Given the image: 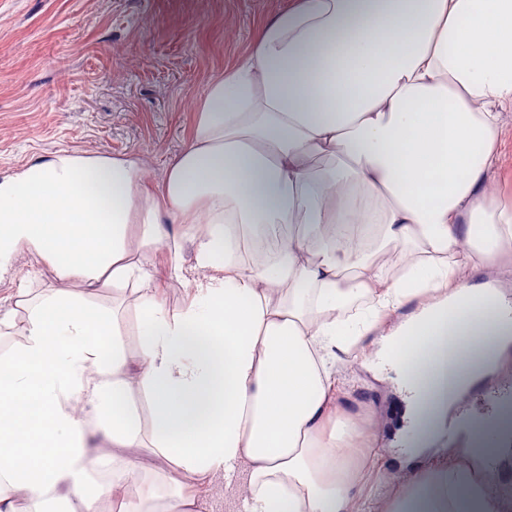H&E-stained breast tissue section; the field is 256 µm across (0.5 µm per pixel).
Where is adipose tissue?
Wrapping results in <instances>:
<instances>
[{
	"instance_id": "1",
	"label": "adipose tissue",
	"mask_w": 512,
	"mask_h": 512,
	"mask_svg": "<svg viewBox=\"0 0 512 512\" xmlns=\"http://www.w3.org/2000/svg\"><path fill=\"white\" fill-rule=\"evenodd\" d=\"M509 111L512 0H293L206 86L161 198L134 156L62 150L0 177V276L23 251L75 282H137L141 338L134 367L115 311L78 291L0 316L21 338L0 355V512L16 490L33 512H105L109 495L124 512H191L200 475L223 477L236 512H512L493 479L512 415L442 433L492 344L512 342L502 291L457 300L465 268L512 243L487 182ZM168 223L205 227V274L176 310L141 260ZM235 229L280 235L276 257L240 249ZM371 335L422 461L398 493L391 471L367 478L336 453L356 429L335 368ZM93 434L112 443L105 485ZM136 448L168 471L140 473Z\"/></svg>"
}]
</instances>
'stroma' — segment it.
Returning <instances> with one entry per match:
<instances>
[{
	"instance_id": "35a3bbf8",
	"label": "stroma",
	"mask_w": 512,
	"mask_h": 512,
	"mask_svg": "<svg viewBox=\"0 0 512 512\" xmlns=\"http://www.w3.org/2000/svg\"><path fill=\"white\" fill-rule=\"evenodd\" d=\"M292 0H0V173L62 149L138 156L153 191L188 143L194 108L206 84L250 50L262 23ZM512 207V112L501 133V158L490 181ZM180 265L182 276L172 267ZM145 268L169 309L200 277L195 246L164 243L147 252ZM46 264L18 254L0 280V309L26 312L22 292L70 287ZM502 373L464 404L472 416L494 414V396L512 390V350ZM342 411L359 426L376 424L364 448L367 468L403 473L405 401L394 374L358 362L336 369Z\"/></svg>"
}]
</instances>
